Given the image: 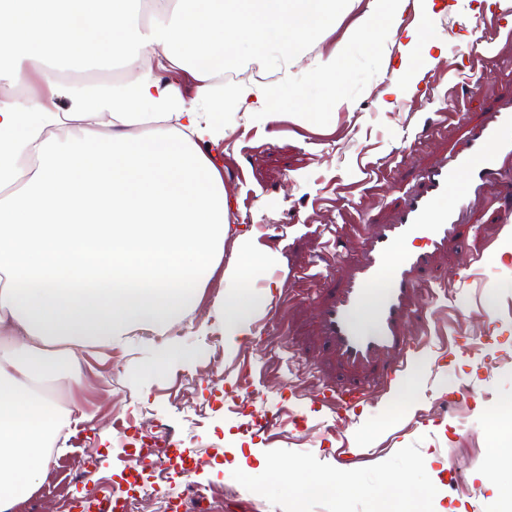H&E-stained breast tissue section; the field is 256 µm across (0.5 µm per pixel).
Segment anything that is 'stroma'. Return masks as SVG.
Segmentation results:
<instances>
[{"instance_id":"35a3bbf8","label":"stroma","mask_w":512,"mask_h":512,"mask_svg":"<svg viewBox=\"0 0 512 512\" xmlns=\"http://www.w3.org/2000/svg\"><path fill=\"white\" fill-rule=\"evenodd\" d=\"M491 2L400 0L394 23L373 29L366 47L358 35L373 0H341L335 19L300 48L291 69L293 86L319 99L325 90L316 79L318 57L348 53L334 106L306 118L289 109L268 125L225 112L226 135L211 151L223 174L231 225L224 256L232 258L242 238L273 256L272 288L288 299L282 331L263 338L253 333L234 347L217 331L194 335L190 322L213 319L222 295L238 290L219 270L201 288L187 321L164 336L141 331L112 351L85 350L81 381L58 386L56 405L88 419L62 428L64 450L52 453L45 478L13 512H36L41 504L47 512H72L85 491L109 489L128 464L115 441L121 425L170 432L177 455L196 461L194 490L176 487L188 512H379L400 470L411 473L416 497L409 506L392 498L390 512H503L501 492L483 480L492 464L512 483V435L492 432L499 402H512V232L500 230L505 213L496 189H487L471 209V230L462 242L437 259L433 278L442 287L428 313L432 337L418 356L425 367L410 399L397 391L384 395L343 436L328 411L309 416L302 430L291 424L304 411L301 395L336 374L309 311L322 293L296 272L314 260L329 226L351 224L365 236L373 225L389 223L418 170L458 148L484 121L489 104L512 99V38L473 35L476 18ZM424 27L435 37L428 49L410 37ZM474 51L488 80L482 96L468 98L456 65ZM429 83L436 99L423 94ZM441 102L447 121L432 137L418 138ZM393 173L397 181L379 195L373 177ZM465 252L477 258L467 284L447 283ZM442 332L469 343L451 349L444 365L438 362ZM164 338L193 349L194 357L144 371ZM463 385L477 392L476 400L434 407L436 398ZM287 386L297 402L283 403ZM342 440L375 455L353 466L359 489L341 502L300 495L296 485L256 468L261 456L284 460L299 466L303 482L336 471ZM452 458L460 462L453 471ZM465 482L483 488L476 508L462 507L455 493Z\"/></svg>"}]
</instances>
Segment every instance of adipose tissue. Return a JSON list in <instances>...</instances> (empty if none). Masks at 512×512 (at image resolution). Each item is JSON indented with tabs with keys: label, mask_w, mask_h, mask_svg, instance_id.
Listing matches in <instances>:
<instances>
[{
	"label": "adipose tissue",
	"mask_w": 512,
	"mask_h": 512,
	"mask_svg": "<svg viewBox=\"0 0 512 512\" xmlns=\"http://www.w3.org/2000/svg\"><path fill=\"white\" fill-rule=\"evenodd\" d=\"M138 0H0V50L12 79L27 68L104 57L135 70L119 86L57 81L62 112L26 99L0 104V512L38 486L59 427L44 381H79L80 351L111 349L134 330L165 333L190 312L216 269L245 283L272 258L261 246L224 258V178L206 150L224 139V105L269 124L275 88L253 82L230 96L215 76L249 48L287 73L299 44L331 22L339 0H154L145 26ZM188 69L184 98L149 68ZM268 294H232L204 336L229 345L248 333ZM67 347L58 363L55 344Z\"/></svg>",
	"instance_id": "obj_1"
}]
</instances>
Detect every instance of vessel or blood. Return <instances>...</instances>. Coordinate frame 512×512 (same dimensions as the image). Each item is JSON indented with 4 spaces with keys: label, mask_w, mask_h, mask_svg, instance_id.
Returning <instances> with one entry per match:
<instances>
[{
    "label": "vessel or blood",
    "mask_w": 512,
    "mask_h": 512,
    "mask_svg": "<svg viewBox=\"0 0 512 512\" xmlns=\"http://www.w3.org/2000/svg\"><path fill=\"white\" fill-rule=\"evenodd\" d=\"M490 26L512 33V0H493L475 22L480 32ZM458 67L467 74L469 94H481L486 73L469 58ZM510 159L512 110L495 109L470 132L461 150L416 176L414 189L398 207L395 223L381 225L365 245L337 239V254L358 252L362 259L353 276L339 277L329 300L320 303L315 314L329 348L342 364L375 370L386 389L399 380L414 352L407 330L414 319L407 303L410 294L419 287L420 275L429 271L434 253L463 236V217L497 175V162ZM457 181L461 192L451 206L440 208L449 186ZM379 284L384 287L382 299L370 312L368 325H359L355 316L369 291ZM372 400L362 382L341 378L316 385L306 395L309 411H332L342 430L367 413Z\"/></svg>",
    "instance_id": "1"
}]
</instances>
